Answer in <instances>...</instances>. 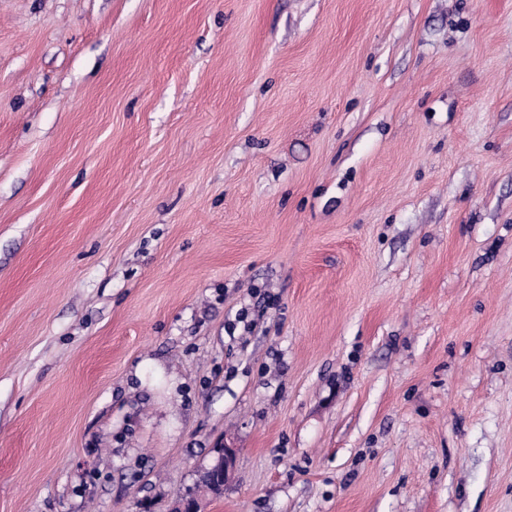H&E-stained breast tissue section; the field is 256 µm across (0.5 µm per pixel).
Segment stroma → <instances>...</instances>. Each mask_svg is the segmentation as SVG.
Masks as SVG:
<instances>
[{"label": "stroma", "mask_w": 512, "mask_h": 512, "mask_svg": "<svg viewBox=\"0 0 512 512\" xmlns=\"http://www.w3.org/2000/svg\"><path fill=\"white\" fill-rule=\"evenodd\" d=\"M187 495L512 512V0H0V512ZM236 457L234 448L224 445V448L216 449V457L210 467L206 470L210 476L223 487L230 469L233 467Z\"/></svg>", "instance_id": "obj_1"}]
</instances>
